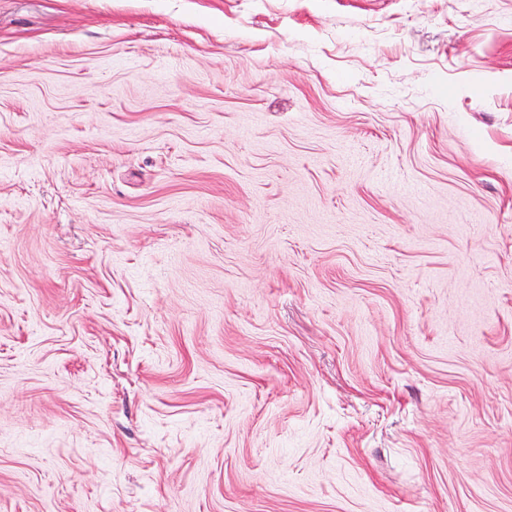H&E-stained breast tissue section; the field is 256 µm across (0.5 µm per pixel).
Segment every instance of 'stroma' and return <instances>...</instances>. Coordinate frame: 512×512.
<instances>
[{
	"mask_svg": "<svg viewBox=\"0 0 512 512\" xmlns=\"http://www.w3.org/2000/svg\"><path fill=\"white\" fill-rule=\"evenodd\" d=\"M0 512H512V0H0Z\"/></svg>",
	"mask_w": 512,
	"mask_h": 512,
	"instance_id": "stroma-1",
	"label": "stroma"
}]
</instances>
